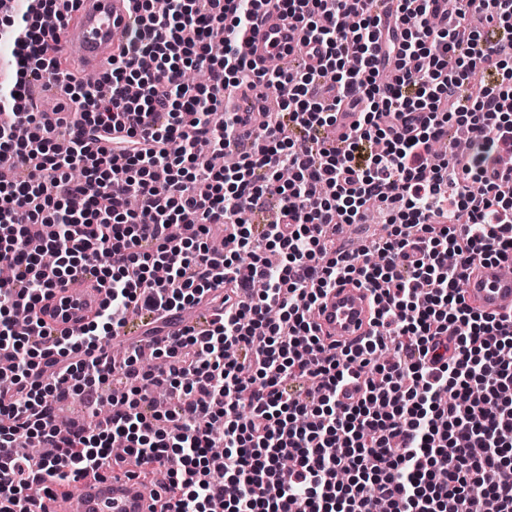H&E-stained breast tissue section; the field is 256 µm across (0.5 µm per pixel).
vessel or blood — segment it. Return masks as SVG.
Instances as JSON below:
<instances>
[{
  "instance_id": "1",
  "label": "vessel or blood",
  "mask_w": 512,
  "mask_h": 512,
  "mask_svg": "<svg viewBox=\"0 0 512 512\" xmlns=\"http://www.w3.org/2000/svg\"><path fill=\"white\" fill-rule=\"evenodd\" d=\"M62 15L61 24L71 35L61 40L59 56L85 73L108 69L113 53L124 46L128 35L127 0H67ZM294 39V32L276 12L263 13L256 32L245 44L247 58L259 68L273 59L288 64L293 58ZM260 94V88L248 85L240 92L243 132L252 134L260 127ZM106 301V289L87 284L85 278H76L54 290L42 315V331L50 336L79 333L91 318L103 312ZM466 302L487 313L512 314V276L506 275L500 264H479L468 280ZM373 313L371 291L344 282L328 290L313 316L325 343L353 348L372 334ZM211 319L210 311L202 309L170 314L164 330H143L142 342L161 347L187 330L200 329ZM77 485V492L67 499H44V512H152L156 500L164 496L161 484L119 470L101 472L94 480L78 479Z\"/></svg>"
}]
</instances>
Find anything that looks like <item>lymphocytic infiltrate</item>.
<instances>
[{
    "instance_id": "obj_1",
    "label": "lymphocytic infiltrate",
    "mask_w": 512,
    "mask_h": 512,
    "mask_svg": "<svg viewBox=\"0 0 512 512\" xmlns=\"http://www.w3.org/2000/svg\"><path fill=\"white\" fill-rule=\"evenodd\" d=\"M65 2L0 12L15 69L0 85L5 512H42L29 492L42 472L112 466L116 439L142 478L166 471L161 512H512V317L463 298L475 264L512 260V178L498 173L512 85L469 82L512 61V0H447L449 29L432 24L437 0H395L383 33V0H170L163 14L130 0L128 46L91 88L52 54ZM263 7L302 33L291 68L257 72L241 53ZM389 66L397 75L382 81ZM190 68L207 82L188 83ZM43 77L66 111L51 135L18 107ZM246 84L288 89L248 146L240 114L223 109ZM340 112L358 118L327 137ZM460 129L469 153L433 161ZM274 196L275 219L252 224ZM373 209L386 236L338 251L337 226ZM79 275L108 288L103 314L48 350L15 329V309ZM342 281L373 291L376 331L339 350L312 313ZM205 299L210 329L164 349L156 369L99 356L129 309L160 320ZM117 373L126 389L109 424L57 438V401ZM158 389L179 402L158 405ZM21 436L32 454L14 453Z\"/></svg>"
}]
</instances>
